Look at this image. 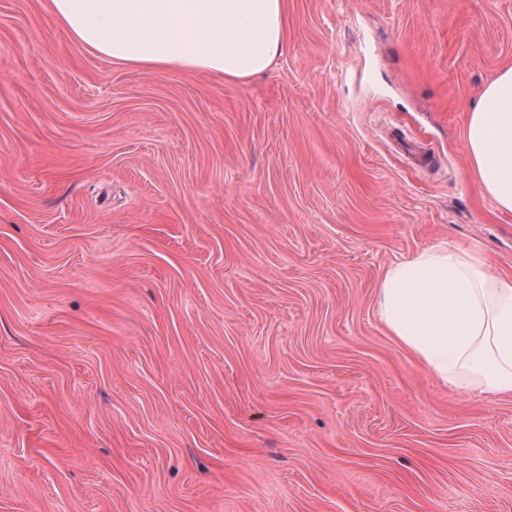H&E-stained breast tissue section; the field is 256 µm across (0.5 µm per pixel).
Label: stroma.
<instances>
[{
  "label": "stroma",
  "instance_id": "obj_1",
  "mask_svg": "<svg viewBox=\"0 0 512 512\" xmlns=\"http://www.w3.org/2000/svg\"><path fill=\"white\" fill-rule=\"evenodd\" d=\"M512 0H288L263 75L0 0V512H512V396L387 336L390 264L512 275L460 141Z\"/></svg>",
  "mask_w": 512,
  "mask_h": 512
}]
</instances>
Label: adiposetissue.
<instances>
[{
    "label": "adipose tissue",
    "instance_id": "ef3b65f1",
    "mask_svg": "<svg viewBox=\"0 0 512 512\" xmlns=\"http://www.w3.org/2000/svg\"><path fill=\"white\" fill-rule=\"evenodd\" d=\"M88 51L141 69L265 72L282 52L286 0H49ZM462 149L483 192L512 214V68L482 91ZM387 334L442 384L512 395V278L463 247L435 244L392 263L376 294Z\"/></svg>",
    "mask_w": 512,
    "mask_h": 512
}]
</instances>
